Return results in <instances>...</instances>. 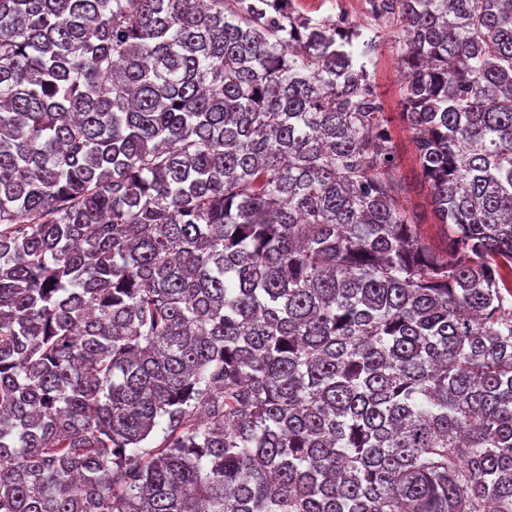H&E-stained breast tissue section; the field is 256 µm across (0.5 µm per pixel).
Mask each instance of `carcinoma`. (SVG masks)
<instances>
[{"label": "carcinoma", "mask_w": 512, "mask_h": 512, "mask_svg": "<svg viewBox=\"0 0 512 512\" xmlns=\"http://www.w3.org/2000/svg\"><path fill=\"white\" fill-rule=\"evenodd\" d=\"M362 4L0 0V512H512V0ZM295 4L301 13L316 19L336 18L339 12L347 13L352 21H361L362 18L359 0H295ZM378 57L379 61L375 70L376 82L385 102H387V112H391L390 115L394 117L391 126L401 159L400 171L402 177L409 184V193L406 195L404 203L409 209H414L422 215L423 224L420 225V229L425 242L437 249H443L446 242L441 226L434 224L427 185L424 184L420 169L414 161V145L411 141V134L396 115V112H400L397 106L398 85L400 84L397 51L391 47L389 41H386Z\"/></svg>", "instance_id": "carcinoma-1"}]
</instances>
